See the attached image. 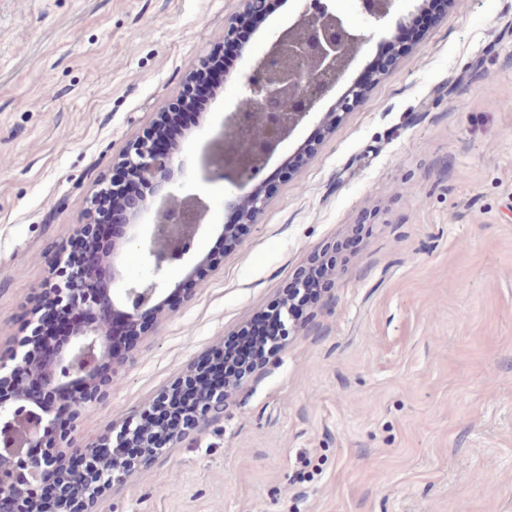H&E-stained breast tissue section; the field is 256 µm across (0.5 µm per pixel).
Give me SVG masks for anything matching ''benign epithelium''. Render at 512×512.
Segmentation results:
<instances>
[{"instance_id": "7a95c632", "label": "benign epithelium", "mask_w": 512, "mask_h": 512, "mask_svg": "<svg viewBox=\"0 0 512 512\" xmlns=\"http://www.w3.org/2000/svg\"><path fill=\"white\" fill-rule=\"evenodd\" d=\"M329 0H299L294 21L277 32L265 49L252 56L237 89V103L225 116L216 137L219 149L206 159V170L212 180L229 182L237 193L225 200L228 209L240 210L244 221L251 222L263 210L267 199L260 192L258 178L279 145L298 126L315 117L326 122L329 114H319L327 94L344 79L360 49L373 38V30L381 27L391 15L394 0H354L366 26L351 25L343 14L328 5ZM253 111V121L245 130L240 124L243 112ZM180 149L158 150L148 134L137 138L125 151L120 165L134 169L150 186L158 200L155 209L136 201L129 206V235L112 249L109 264L112 291L96 288L102 276L100 262L93 261L85 272L69 279L60 277L63 251H58L52 272L43 284L41 298L78 313L95 312L94 321L75 319L68 343L44 368L32 361L29 343L38 336L37 313H32L25 334L15 349L0 358V375L31 368L42 379L40 396L24 391L8 400L0 399V499L7 497L13 512H35L38 489L44 477L59 469L75 441L74 423L88 407L108 399L112 378L96 379L99 360L108 355L112 330L111 314L122 313L129 327L139 326L142 312L162 308L165 297L180 294L184 280L171 278L175 263L189 253L193 241L203 227L205 213L195 194L180 196L170 188ZM153 211L147 236L138 233L144 213ZM139 246L143 273L126 279L115 258L129 245ZM239 387L213 386L207 389L202 404L187 413L186 427L169 435L168 442L202 431L210 422L224 417L230 395ZM69 397L71 420L63 428L55 425L54 414L60 398ZM145 415L133 417L102 442L125 448L145 433ZM27 429L26 442L19 445L14 432ZM49 447L42 454L29 453L45 441ZM167 448H151L132 462L100 463L97 452L85 449L88 480L83 494L93 500L103 490L123 483L131 473L153 458L165 454Z\"/></svg>"}]
</instances>
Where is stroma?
<instances>
[{"label": "stroma", "mask_w": 512, "mask_h": 512, "mask_svg": "<svg viewBox=\"0 0 512 512\" xmlns=\"http://www.w3.org/2000/svg\"><path fill=\"white\" fill-rule=\"evenodd\" d=\"M422 0H395L335 110ZM239 0H0V356L55 246L127 143L176 102ZM234 85L181 140L206 207L202 286L128 350L80 446L147 408L342 244L332 286L223 418L89 512H512V0H450L364 99L299 126L265 210L219 250L230 184L204 159Z\"/></svg>", "instance_id": "35a3bbf8"}]
</instances>
